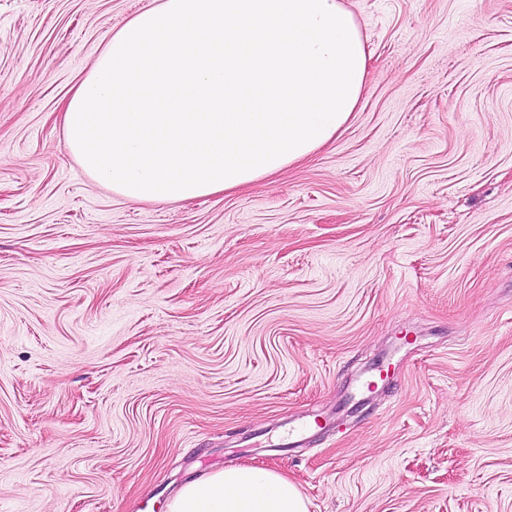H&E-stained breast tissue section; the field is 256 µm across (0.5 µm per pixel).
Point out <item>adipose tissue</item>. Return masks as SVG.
<instances>
[{"label":"adipose tissue","instance_id":"ef3b65f1","mask_svg":"<svg viewBox=\"0 0 512 512\" xmlns=\"http://www.w3.org/2000/svg\"><path fill=\"white\" fill-rule=\"evenodd\" d=\"M167 512H307V507L288 478L240 465L188 481L168 502Z\"/></svg>","mask_w":512,"mask_h":512}]
</instances>
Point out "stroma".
I'll use <instances>...</instances> for the list:
<instances>
[{
    "mask_svg": "<svg viewBox=\"0 0 512 512\" xmlns=\"http://www.w3.org/2000/svg\"><path fill=\"white\" fill-rule=\"evenodd\" d=\"M154 2L0 0V512H166L237 464L308 512H512V0H343L338 136L179 202L90 177L63 123ZM311 426L312 422L305 417L288 421L282 427V433L279 440L277 443L273 444V446L288 448V445H290L294 447L295 443L298 442L299 439L303 438L308 432H310Z\"/></svg>",
    "mask_w": 512,
    "mask_h": 512,
    "instance_id": "35a3bbf8",
    "label": "stroma"
}]
</instances>
